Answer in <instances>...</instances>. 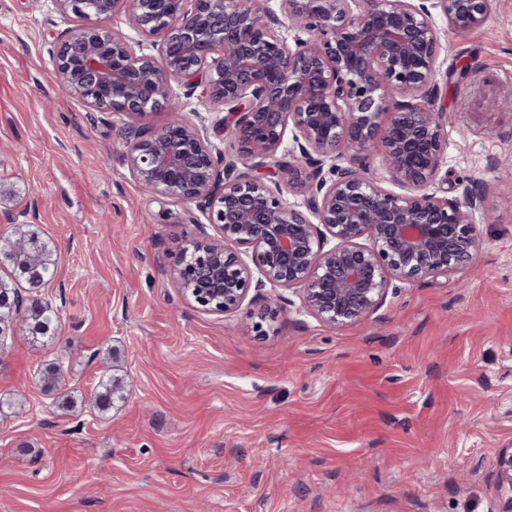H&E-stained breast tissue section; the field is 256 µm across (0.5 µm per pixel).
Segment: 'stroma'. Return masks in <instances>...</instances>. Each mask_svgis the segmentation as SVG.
<instances>
[{
    "instance_id": "stroma-1",
    "label": "stroma",
    "mask_w": 512,
    "mask_h": 512,
    "mask_svg": "<svg viewBox=\"0 0 512 512\" xmlns=\"http://www.w3.org/2000/svg\"><path fill=\"white\" fill-rule=\"evenodd\" d=\"M434 83L449 198L482 195L480 248L399 283L338 329L283 305L243 335L167 282L198 236L191 204L144 192L121 115H90L51 76L42 0H0V215L41 232L57 272L36 297L48 344L0 353V512H502L492 459L512 445V0L449 29ZM16 224L0 222V236ZM63 365L59 392L40 371ZM125 398L93 406L105 371ZM73 402L60 407L58 393Z\"/></svg>"
}]
</instances>
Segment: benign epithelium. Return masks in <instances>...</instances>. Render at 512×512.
Returning <instances> with one entry per match:
<instances>
[{"label": "benign epithelium", "instance_id": "obj_1", "mask_svg": "<svg viewBox=\"0 0 512 512\" xmlns=\"http://www.w3.org/2000/svg\"><path fill=\"white\" fill-rule=\"evenodd\" d=\"M261 2L93 0L87 13L83 0H45L88 20L59 37L52 78L90 111L124 117L128 167L144 190L197 203L215 226V236L200 226L170 270L184 300L225 314L247 300L292 305L288 291L298 313L329 327L362 322L392 282L446 276L479 248L480 198L438 196L448 177L433 11L465 31L490 0H281L314 33L292 41ZM122 10L139 39L103 25ZM177 86H201L224 109L216 131L234 153L181 113ZM162 110L168 123L145 122ZM379 151L402 191L363 164ZM493 468L512 489V447Z\"/></svg>", "mask_w": 512, "mask_h": 512}]
</instances>
